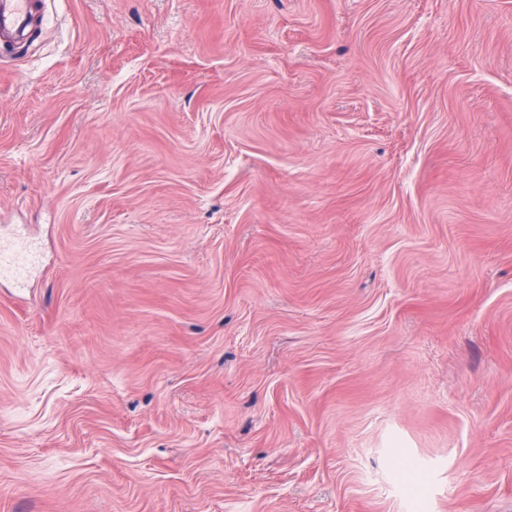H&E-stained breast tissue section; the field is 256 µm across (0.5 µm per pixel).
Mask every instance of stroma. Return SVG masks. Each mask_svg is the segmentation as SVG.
<instances>
[{"label": "stroma", "mask_w": 512, "mask_h": 512, "mask_svg": "<svg viewBox=\"0 0 512 512\" xmlns=\"http://www.w3.org/2000/svg\"><path fill=\"white\" fill-rule=\"evenodd\" d=\"M19 241L0 512H512V0H48Z\"/></svg>", "instance_id": "obj_1"}]
</instances>
